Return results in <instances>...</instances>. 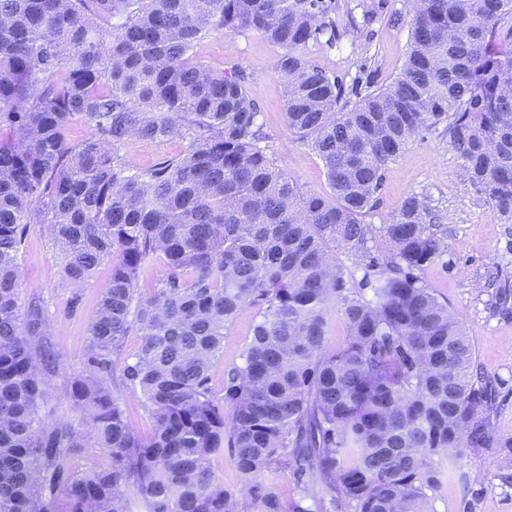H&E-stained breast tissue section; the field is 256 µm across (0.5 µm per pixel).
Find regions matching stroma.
Returning a JSON list of instances; mask_svg holds the SVG:
<instances>
[{
    "label": "stroma",
    "mask_w": 512,
    "mask_h": 512,
    "mask_svg": "<svg viewBox=\"0 0 512 512\" xmlns=\"http://www.w3.org/2000/svg\"><path fill=\"white\" fill-rule=\"evenodd\" d=\"M336 22L347 30L335 45H309L312 63L343 80L346 87L389 85L405 60L414 0H332ZM195 57L221 70L241 66L248 90L261 108L259 121L277 168L297 182L302 192L327 190L318 156L288 131L283 86L276 70L278 48L256 33H210L194 50ZM186 140L163 142L132 136L118 153L133 169L143 171L179 155ZM427 196L442 216L439 230L445 253L423 272L439 300L460 319L476 362L499 384V406L492 418L495 433L512 435V315L494 308L499 288L512 289V224L479 197L462 176L460 161L448 138L432 130L416 137L389 165L371 224L386 223L408 195ZM20 290L25 300L39 302L49 322L47 341L59 358L48 374L47 402L64 406L71 377L83 370L89 323L99 295L112 274L111 262L97 267L71 307V288L60 277L59 258L47 232L32 227L19 254ZM257 314L243 308L224 335V349L210 372L215 398L224 395V370L239 362L252 335ZM512 473V456L499 453L462 457L454 473L444 475L432 491L434 512H512V486L500 476Z\"/></svg>",
    "instance_id": "35a3bbf8"
}]
</instances>
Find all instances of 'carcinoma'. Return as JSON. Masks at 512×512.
Returning <instances> with one entry per match:
<instances>
[{
    "label": "carcinoma",
    "instance_id": "cac0c4a2",
    "mask_svg": "<svg viewBox=\"0 0 512 512\" xmlns=\"http://www.w3.org/2000/svg\"><path fill=\"white\" fill-rule=\"evenodd\" d=\"M509 12L512 0H417L400 73L353 102L306 57L343 35L326 0H0V512H431L446 467L468 452L511 455L512 436L492 429L495 386L422 277L444 253L426 196L366 223L389 165L440 125L475 192L512 223ZM218 30L281 50L288 130L330 192L304 193L275 167L239 66L195 58ZM77 120L93 131L72 144ZM130 136L187 145L140 172L116 152ZM35 224L74 308L112 261L85 370L55 418L42 407L58 359L19 289ZM336 249L366 260L358 285ZM153 257L163 276L144 288ZM333 304L348 327L336 351ZM247 305L258 320L217 400L211 367ZM134 331L140 349L124 358ZM122 388L150 436L127 422ZM226 448L238 492L211 470ZM84 451L112 464L73 468ZM274 467L299 497L285 503L263 482ZM327 343L331 349L343 347L348 339L347 327L338 307L333 305L328 313Z\"/></svg>",
    "mask_w": 512,
    "mask_h": 512
}]
</instances>
